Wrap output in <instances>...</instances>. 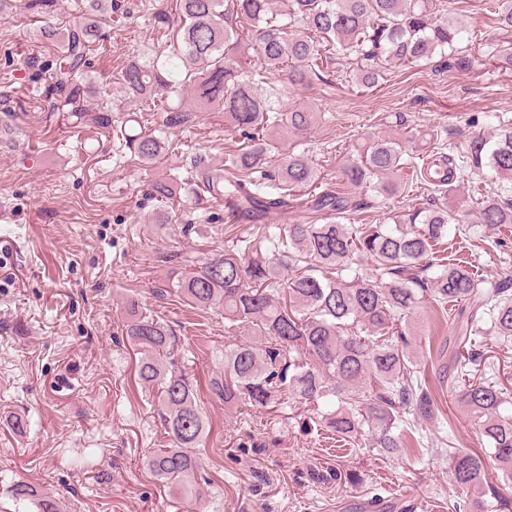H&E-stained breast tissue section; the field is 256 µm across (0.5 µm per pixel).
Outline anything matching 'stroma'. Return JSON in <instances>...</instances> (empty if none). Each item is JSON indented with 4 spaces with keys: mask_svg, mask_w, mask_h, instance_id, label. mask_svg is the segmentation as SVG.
<instances>
[{
    "mask_svg": "<svg viewBox=\"0 0 512 512\" xmlns=\"http://www.w3.org/2000/svg\"><path fill=\"white\" fill-rule=\"evenodd\" d=\"M51 2L0 18V96L17 114L13 144L0 145V512H31L10 494L18 481L58 497L63 512H178L145 465L168 437L122 334L131 296L175 332L209 421L197 473L206 502L194 512H362L375 496L388 506L421 500L427 512H449L456 492L447 451L395 456L340 448L304 428V405L282 413L244 404L228 411L211 394L210 379L224 372L225 348L246 335L225 330L222 312L159 290L172 269L223 252L228 236L247 227L229 223L218 201L187 192L168 209L149 190L157 180L189 182L193 157L221 164L241 137L220 112L164 128L160 110L111 84L113 119L136 113L146 130L171 144L145 167L112 134L48 111L58 51L37 39L38 23L65 27L85 6ZM446 4L478 59L470 73L441 70L434 60L392 68L387 82L370 90L318 80L289 90V103L319 114L313 128L289 135L287 144L308 151L321 182H335L373 134L393 136L404 126L414 151H426L433 134L461 150L474 137L490 141L512 126V70L492 58L493 45L512 42V33L496 30L482 0ZM174 9L175 0H113L111 37L89 55L88 71L115 75L133 56L169 51L171 33L157 16ZM488 189L512 198V181L489 169L465 170L451 202L471 209ZM475 232L479 246L462 249V256L487 280L512 275V224ZM450 331L440 306L420 304L412 322L417 356L446 423L462 445L477 448L481 442L452 400L438 357ZM17 420L22 428H14ZM350 472L358 482L347 480Z\"/></svg>",
    "mask_w": 512,
    "mask_h": 512,
    "instance_id": "stroma-1",
    "label": "stroma"
}]
</instances>
